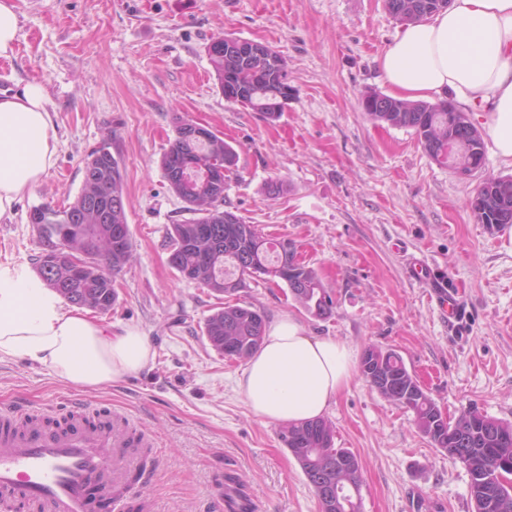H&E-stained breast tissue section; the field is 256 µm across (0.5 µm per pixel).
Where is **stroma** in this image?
<instances>
[{
	"label": "stroma",
	"mask_w": 512,
	"mask_h": 512,
	"mask_svg": "<svg viewBox=\"0 0 512 512\" xmlns=\"http://www.w3.org/2000/svg\"><path fill=\"white\" fill-rule=\"evenodd\" d=\"M21 38L0 59V93L41 82L59 138L54 165L0 221V263L35 264L40 240L29 213L72 202L84 161L103 138L121 161L133 254L117 301L93 321L136 326L155 358L99 390L64 383L23 359L0 363V408L64 419L71 404L128 417L151 448L135 489L159 512H214L234 480L259 512H319L312 485L239 392L240 361L204 334L220 301L171 267L166 233L185 219L160 161L175 128L193 121L224 138L238 162L224 174V207L272 240L295 243L331 295L317 318L284 282L249 281L237 301L267 319L293 315L312 336L397 352L448 417L475 409L512 424V224L490 230L469 202L485 178L512 175L486 152L464 178L438 165L412 130L372 120L369 90L389 93L376 59L400 24L383 0H14ZM274 46L294 97L276 120L225 100L208 46L225 37ZM283 186L266 192L269 182ZM422 261L447 273L466 300L448 325L410 278ZM334 445L360 460L362 512H473L462 463L434 447L413 415L354 374L325 414Z\"/></svg>",
	"instance_id": "obj_1"
}]
</instances>
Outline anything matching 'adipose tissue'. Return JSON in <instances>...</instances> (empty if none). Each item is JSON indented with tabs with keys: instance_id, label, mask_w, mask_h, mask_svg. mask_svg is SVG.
I'll list each match as a JSON object with an SVG mask.
<instances>
[{
	"instance_id": "adipose-tissue-1",
	"label": "adipose tissue",
	"mask_w": 512,
	"mask_h": 512,
	"mask_svg": "<svg viewBox=\"0 0 512 512\" xmlns=\"http://www.w3.org/2000/svg\"><path fill=\"white\" fill-rule=\"evenodd\" d=\"M393 98L445 97L485 116L498 156L512 160V0H450L400 28L377 60ZM41 83L0 95V220L40 183L58 151ZM155 352L138 327L112 330L67 305L25 264H0V362L22 358L95 390L145 369ZM356 369L354 350L307 335L289 314L266 328L237 379L254 415L274 424L322 417Z\"/></svg>"
}]
</instances>
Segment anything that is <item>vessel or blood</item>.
<instances>
[{
  "label": "vessel or blood",
  "instance_id": "vessel-or-blood-1",
  "mask_svg": "<svg viewBox=\"0 0 512 512\" xmlns=\"http://www.w3.org/2000/svg\"><path fill=\"white\" fill-rule=\"evenodd\" d=\"M414 280L426 283L449 325L462 318L464 299L445 274L417 262ZM77 412L66 426L30 416L28 410L0 409V512H85V491L104 485L124 495L129 448L137 436L121 417L92 429Z\"/></svg>",
  "mask_w": 512,
  "mask_h": 512
}]
</instances>
